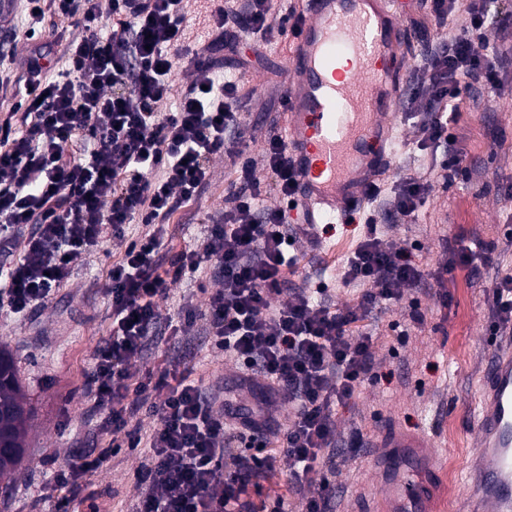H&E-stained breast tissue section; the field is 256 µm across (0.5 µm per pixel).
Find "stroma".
<instances>
[{
    "instance_id": "stroma-1",
    "label": "stroma",
    "mask_w": 512,
    "mask_h": 512,
    "mask_svg": "<svg viewBox=\"0 0 512 512\" xmlns=\"http://www.w3.org/2000/svg\"><path fill=\"white\" fill-rule=\"evenodd\" d=\"M284 79L282 45L251 58L240 106L253 129L249 154L261 159L270 133L285 134L286 115L278 110ZM396 141L382 178L393 182L407 172L426 169L429 155L413 146L415 130L403 113H396ZM467 159L474 167L470 179L433 180L428 200L414 223L383 226V240L392 249L405 248L434 271L449 261L453 250L495 241L503 249L492 268L459 265L443 286L450 302L441 306L436 291L410 292L420 304L423 324L409 318L400 303L376 311L369 324L376 336L374 354L379 378L364 384L349 404L336 409V434L345 447L354 431L363 444L336 460L332 476L337 496L331 512H363L372 491L382 482L381 442L394 431L420 435L442 463L435 502L440 512H467L472 491V460L476 454L470 425L478 412V393L495 349L487 336L492 284L498 273L512 274V247L504 246L503 226L512 220V201L501 185L512 178V101L482 98L463 113L459 123ZM235 174L224 158H214L212 177L201 198L173 214L178 230L172 240L180 250L200 244L208 216L224 208L225 190ZM361 224H321L317 247L304 251L292 287L321 289L322 300L338 306L353 302L362 287L346 283L343 267L363 235ZM126 243L113 238L103 250L82 255L71 274L55 288L46 305L20 314L0 312V343L13 354L35 417L27 436L20 475L0 486V512H54L44 495L48 478L79 456L105 447L99 434L104 412L94 410L84 382L95 350L107 339L112 323L107 293L108 271L120 260ZM210 273L173 285L160 300L161 318L176 315L183 303L204 306L201 290ZM191 357L194 376L203 386L234 389L235 359L214 349L200 335L175 342L165 336L151 345L141 366L152 369L174 358ZM140 453L122 452L83 483L71 512H131L139 492L134 472Z\"/></svg>"
}]
</instances>
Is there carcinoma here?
<instances>
[{
  "instance_id": "obj_1",
  "label": "carcinoma",
  "mask_w": 512,
  "mask_h": 512,
  "mask_svg": "<svg viewBox=\"0 0 512 512\" xmlns=\"http://www.w3.org/2000/svg\"><path fill=\"white\" fill-rule=\"evenodd\" d=\"M31 409L11 352L0 344V481L10 482L25 453Z\"/></svg>"
}]
</instances>
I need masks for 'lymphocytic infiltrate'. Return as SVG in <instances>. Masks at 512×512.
I'll return each instance as SVG.
<instances>
[{"label":"lymphocytic infiltrate","instance_id":"lymphocytic-infiltrate-1","mask_svg":"<svg viewBox=\"0 0 512 512\" xmlns=\"http://www.w3.org/2000/svg\"><path fill=\"white\" fill-rule=\"evenodd\" d=\"M489 4L418 0L423 15L412 19L415 31L464 18L447 39L427 45L410 78L406 115L417 149L432 162L393 186H368L366 199L379 210L366 217L343 271L346 282L366 290L338 307L289 287L300 260L287 230L296 173L278 134L269 136L261 160L248 156L250 126L237 109L247 65L241 45L258 52L277 41L298 20L296 8L275 19L270 0H211L212 44L226 52L220 62L186 44L189 0H24L26 40H38L49 11L74 21L84 36L67 44L68 66L51 81L42 49L34 45L21 58L15 39L0 40V88L9 87L15 64L28 75L21 120L0 118V256L14 259L0 286V311L45 304L73 260L108 237H124L127 226L142 227L108 272L110 334L86 380L95 405L108 412L110 440L96 456L52 474L56 512H68L71 488L125 447L145 450L135 512H288L286 495L257 503L248 494L283 468L290 490L305 495L303 512H329L336 486L324 459L336 454V409L378 377L366 322L425 282L412 252L387 249L378 225L412 223L432 177L467 173L453 132L460 100L501 95L512 67V12L490 13ZM491 18L499 40L490 47L482 31ZM179 66L192 81L176 97ZM218 154L236 174L222 214L200 246L167 249L171 216L201 197ZM260 165L267 180L255 175ZM272 193L281 206H264ZM25 227L23 252L13 256ZM203 267L220 282L205 308L184 305L160 323L158 302L171 284ZM161 324L175 337L203 330L230 353L240 370L235 390L219 401L190 367H140ZM488 332L512 335V274L494 284ZM151 395L158 423L145 441L132 421ZM276 404L285 408L279 419L271 413Z\"/></svg>","mask_w":512,"mask_h":512}]
</instances>
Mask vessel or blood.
Returning a JSON list of instances; mask_svg holds the SVG:
<instances>
[{"label": "vessel or blood", "mask_w": 512, "mask_h": 512, "mask_svg": "<svg viewBox=\"0 0 512 512\" xmlns=\"http://www.w3.org/2000/svg\"><path fill=\"white\" fill-rule=\"evenodd\" d=\"M395 0H304L286 53L288 153L297 173L294 224H332L365 197L389 160V118L405 89ZM477 512H512V342L485 371L473 421ZM434 458L379 487L384 512H423Z\"/></svg>", "instance_id": "vessel-or-blood-1"}]
</instances>
